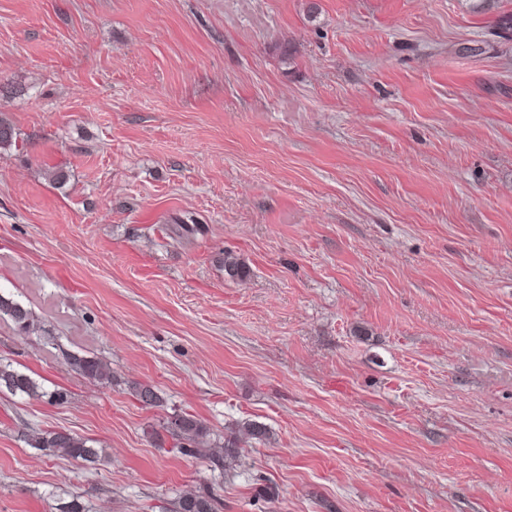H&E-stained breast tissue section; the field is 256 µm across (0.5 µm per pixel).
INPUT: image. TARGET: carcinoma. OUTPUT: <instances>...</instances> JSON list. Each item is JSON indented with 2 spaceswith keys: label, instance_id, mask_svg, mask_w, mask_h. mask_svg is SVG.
Segmentation results:
<instances>
[{
  "label": "carcinoma",
  "instance_id": "1",
  "mask_svg": "<svg viewBox=\"0 0 512 512\" xmlns=\"http://www.w3.org/2000/svg\"><path fill=\"white\" fill-rule=\"evenodd\" d=\"M492 35L512 38V13L497 16L492 26ZM224 272L233 279L247 276V267L239 260L224 256ZM0 321L12 323L19 332L32 335L39 332V325L31 309L12 297L0 294ZM67 361L82 376L99 384L112 383V367L103 358L94 354L70 353ZM12 394L29 397H43L45 392L27 374L16 370L12 364L0 361V389ZM132 393L144 408L161 407L164 398L158 388L150 383H136ZM166 429L175 439V448L181 453L205 456L217 461L235 462L241 457L237 447V437L224 439V443L211 440V432L206 424L189 413H174L167 418ZM24 441L32 448L48 449L51 452L75 461L96 463L101 458L102 449L89 445V439L66 429H50L33 432ZM213 499L205 493L179 494L168 503L165 512H214Z\"/></svg>",
  "mask_w": 512,
  "mask_h": 512
}]
</instances>
